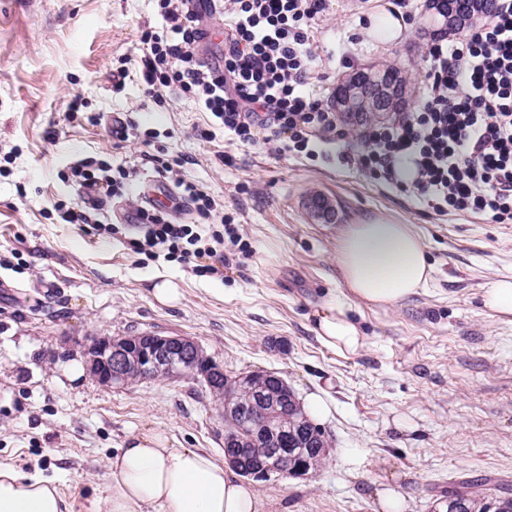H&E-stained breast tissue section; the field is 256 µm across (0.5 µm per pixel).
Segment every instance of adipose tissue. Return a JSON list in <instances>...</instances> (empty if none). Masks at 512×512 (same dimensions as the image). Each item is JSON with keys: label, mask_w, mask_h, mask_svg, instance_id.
Listing matches in <instances>:
<instances>
[{"label": "adipose tissue", "mask_w": 512, "mask_h": 512, "mask_svg": "<svg viewBox=\"0 0 512 512\" xmlns=\"http://www.w3.org/2000/svg\"><path fill=\"white\" fill-rule=\"evenodd\" d=\"M356 301L395 308L427 288L434 267L415 225L377 214L346 225L336 255ZM316 332L351 353L365 345L359 325L339 305L316 313ZM105 512H269V501L231 466L189 448L168 447L146 432L132 437L107 462ZM52 481L0 468V512H64Z\"/></svg>", "instance_id": "ef3b65f1"}]
</instances>
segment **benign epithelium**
Listing matches in <instances>:
<instances>
[{"instance_id": "obj_1", "label": "benign epithelium", "mask_w": 512, "mask_h": 512, "mask_svg": "<svg viewBox=\"0 0 512 512\" xmlns=\"http://www.w3.org/2000/svg\"><path fill=\"white\" fill-rule=\"evenodd\" d=\"M465 0H427L432 34L451 28L463 31L468 25ZM89 371L100 383L120 386L126 383L125 370L131 364L146 374L186 378L208 387L218 384L224 370L204 354L194 341L182 336H158L143 341L131 337H91L86 344Z\"/></svg>"}]
</instances>
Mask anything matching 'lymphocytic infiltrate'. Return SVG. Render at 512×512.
Masks as SVG:
<instances>
[{
	"mask_svg": "<svg viewBox=\"0 0 512 512\" xmlns=\"http://www.w3.org/2000/svg\"><path fill=\"white\" fill-rule=\"evenodd\" d=\"M234 18L224 32L220 62L203 61L190 0H158L162 24L141 35L142 81L156 105L164 92L192 97L201 111L243 146L270 143L277 156L316 157L318 144L337 132L332 106L310 94L315 55L309 28L327 0H223ZM427 83L418 111L369 127L361 149L342 162L369 170L436 211L487 215L512 223V0H491L468 38L429 47ZM135 170L83 158L66 175L77 189L92 188V203H58L66 224H87L108 197L127 195ZM193 223L148 202L132 209L141 235L136 253L164 258L199 276L220 274L249 246L224 207L194 182L177 177ZM220 257L212 265L211 257Z\"/></svg>",
	"mask_w": 512,
	"mask_h": 512,
	"instance_id": "f902f5d3",
	"label": "lymphocytic infiltrate"
}]
</instances>
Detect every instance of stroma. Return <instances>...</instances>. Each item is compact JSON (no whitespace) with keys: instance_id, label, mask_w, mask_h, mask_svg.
<instances>
[{"instance_id":"1","label":"stroma","mask_w":512,"mask_h":512,"mask_svg":"<svg viewBox=\"0 0 512 512\" xmlns=\"http://www.w3.org/2000/svg\"><path fill=\"white\" fill-rule=\"evenodd\" d=\"M389 3L411 17L392 43L365 32L368 14ZM425 14L426 0H330L309 30L316 93L332 102L351 71L390 65L417 106ZM161 23L154 0H0V156L11 158L0 170V255L15 249L31 264L0 268V467L55 480L67 512H98L106 461L131 436L154 431L223 460L224 421L204 385L159 377L111 388L64 372L85 361L87 337L153 332L192 339L227 376L275 372L299 401L325 403L312 418L329 442L321 463L255 483L272 512H382L387 490L405 497L403 512H438L449 487L486 480L512 495V315L482 301L492 281L512 277V224L437 212L341 162L342 147L362 146L360 127L340 124L343 142L323 143L316 158L279 159L231 143L189 99L157 106L143 90L140 36ZM117 117L193 157L186 178L223 200L250 246L223 276L135 253L119 199L102 210L117 237L59 222L56 202L77 198L62 179L71 161L136 166L140 146L113 135ZM317 195L332 201L334 223L311 213ZM377 212L416 225L435 266L425 290L387 310L350 301L336 264L344 225ZM163 280L181 288L178 303L152 296ZM328 302L346 305L363 349L317 336Z\"/></svg>"}]
</instances>
